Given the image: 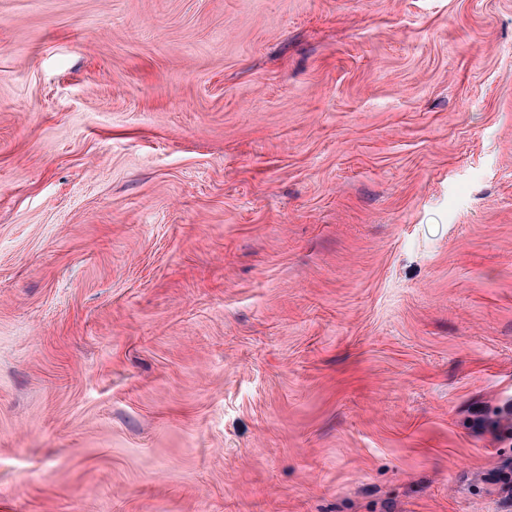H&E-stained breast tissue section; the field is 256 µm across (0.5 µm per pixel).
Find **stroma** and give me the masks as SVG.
I'll return each mask as SVG.
<instances>
[{"label": "stroma", "instance_id": "obj_1", "mask_svg": "<svg viewBox=\"0 0 512 512\" xmlns=\"http://www.w3.org/2000/svg\"><path fill=\"white\" fill-rule=\"evenodd\" d=\"M512 0H0V512H512Z\"/></svg>", "mask_w": 512, "mask_h": 512}]
</instances>
